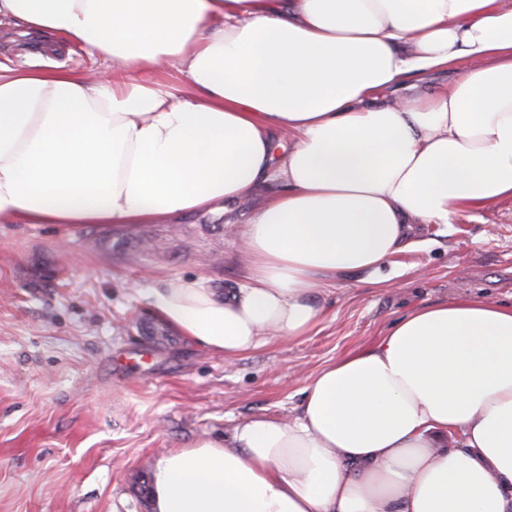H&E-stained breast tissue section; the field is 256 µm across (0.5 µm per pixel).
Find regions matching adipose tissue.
<instances>
[{
	"mask_svg": "<svg viewBox=\"0 0 512 512\" xmlns=\"http://www.w3.org/2000/svg\"><path fill=\"white\" fill-rule=\"evenodd\" d=\"M1 19L111 66L0 65V219L151 224L284 183L248 220L246 282L151 295L224 357L308 335L324 279H383L413 225L512 196V0H0ZM463 57L475 69L420 92ZM163 65L181 89L127 79ZM153 507L512 512V305L404 315L320 370L293 420L160 456Z\"/></svg>",
	"mask_w": 512,
	"mask_h": 512,
	"instance_id": "ef3b65f1",
	"label": "adipose tissue"
}]
</instances>
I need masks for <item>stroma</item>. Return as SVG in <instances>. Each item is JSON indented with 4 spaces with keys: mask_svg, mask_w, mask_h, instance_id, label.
Here are the masks:
<instances>
[{
    "mask_svg": "<svg viewBox=\"0 0 512 512\" xmlns=\"http://www.w3.org/2000/svg\"><path fill=\"white\" fill-rule=\"evenodd\" d=\"M0 62L104 69L80 46L0 22ZM152 224L0 222V512H154L164 451L221 439L258 415L295 417L309 379L372 347L422 306L512 304V198L458 222L415 225L396 275L326 279L313 330L235 358L166 326L145 292L178 279L233 288L249 271L243 226L281 192Z\"/></svg>",
    "mask_w": 512,
    "mask_h": 512,
    "instance_id": "1",
    "label": "stroma"
}]
</instances>
